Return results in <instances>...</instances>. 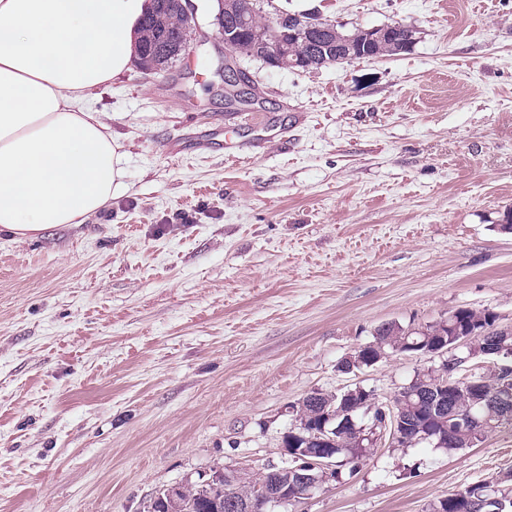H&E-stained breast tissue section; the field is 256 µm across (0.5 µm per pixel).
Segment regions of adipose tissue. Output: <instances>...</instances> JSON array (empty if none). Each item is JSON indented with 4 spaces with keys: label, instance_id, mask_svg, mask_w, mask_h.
Returning a JSON list of instances; mask_svg holds the SVG:
<instances>
[{
    "label": "adipose tissue",
    "instance_id": "1",
    "mask_svg": "<svg viewBox=\"0 0 512 512\" xmlns=\"http://www.w3.org/2000/svg\"><path fill=\"white\" fill-rule=\"evenodd\" d=\"M153 0H0V232L84 224L124 195L129 152L89 107L138 58Z\"/></svg>",
    "mask_w": 512,
    "mask_h": 512
}]
</instances>
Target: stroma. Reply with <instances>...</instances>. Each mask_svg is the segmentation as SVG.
<instances>
[{"label": "stroma", "instance_id": "stroma-1", "mask_svg": "<svg viewBox=\"0 0 512 512\" xmlns=\"http://www.w3.org/2000/svg\"><path fill=\"white\" fill-rule=\"evenodd\" d=\"M407 53L313 71L250 59L228 105L211 26L167 76L94 108L130 145L128 194L91 222L0 233V512H149L222 465L285 460L293 403L381 397L436 358L340 363L389 323L468 307L512 326V0H288ZM240 144L246 162L199 150ZM512 469V432L383 446L270 512H429Z\"/></svg>", "mask_w": 512, "mask_h": 512}]
</instances>
